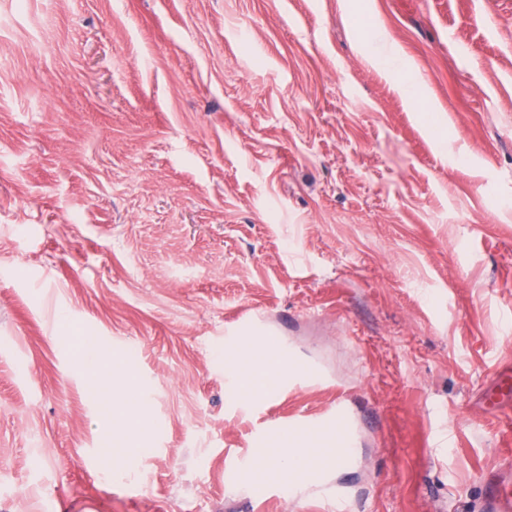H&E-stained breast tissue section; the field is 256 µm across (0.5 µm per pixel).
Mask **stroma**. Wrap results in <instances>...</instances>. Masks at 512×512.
<instances>
[{
  "mask_svg": "<svg viewBox=\"0 0 512 512\" xmlns=\"http://www.w3.org/2000/svg\"><path fill=\"white\" fill-rule=\"evenodd\" d=\"M358 4L0 0V512H332L231 466L339 400L349 512H477L512 463V0H377L360 52ZM255 312L322 381L229 398ZM87 339L147 413L101 409ZM397 90L417 109V112H441L440 106L431 97L418 92L417 78H410L405 83L398 85Z\"/></svg>",
  "mask_w": 512,
  "mask_h": 512,
  "instance_id": "35a3bbf8",
  "label": "stroma"
}]
</instances>
